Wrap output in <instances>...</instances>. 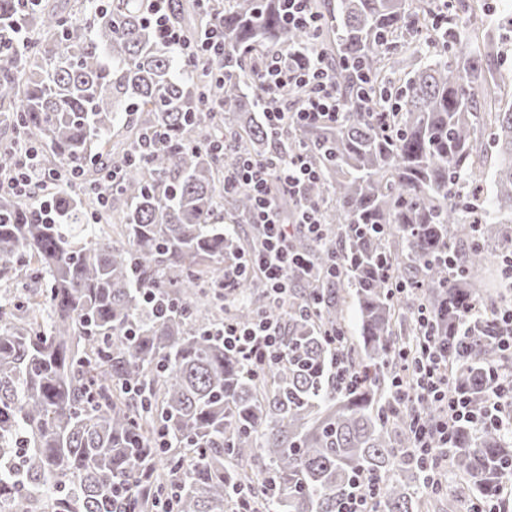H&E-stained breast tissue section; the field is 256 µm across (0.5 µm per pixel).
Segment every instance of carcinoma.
<instances>
[{
    "instance_id": "obj_1",
    "label": "carcinoma",
    "mask_w": 512,
    "mask_h": 512,
    "mask_svg": "<svg viewBox=\"0 0 512 512\" xmlns=\"http://www.w3.org/2000/svg\"><path fill=\"white\" fill-rule=\"evenodd\" d=\"M481 2L311 0L323 20L312 34L288 28L277 0H170L173 24L224 27V56L189 62L146 22L148 0H0V175L26 141L48 168L83 171L49 214L36 197L0 193V512H150L173 480L175 512L239 499L252 512H342L359 480L379 512H420L425 470L404 449L414 421L442 412L392 394L407 376L399 351L448 337L450 389L477 413L500 362L503 302L476 275L512 255V104L497 93L500 34L457 33ZM424 45L435 54L400 82ZM315 47L343 117L275 132L260 66L272 49ZM214 69L223 82L210 83ZM486 127L483 199L478 181L458 185L487 162ZM152 130L165 140L142 159ZM286 151L318 172L303 199L325 239L294 236L312 272L286 300L257 276L235 280L229 321L282 326V356L253 371L216 335L224 307L210 289L244 246L215 217L251 223L248 190L224 191V174L241 156ZM334 262L344 274H329ZM511 461L512 437L456 427V491L496 497ZM123 484L139 494L116 497Z\"/></svg>"
}]
</instances>
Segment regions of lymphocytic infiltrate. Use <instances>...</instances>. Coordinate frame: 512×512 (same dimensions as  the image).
Masks as SVG:
<instances>
[{"label": "lymphocytic infiltrate", "instance_id": "lymphocytic-infiltrate-1", "mask_svg": "<svg viewBox=\"0 0 512 512\" xmlns=\"http://www.w3.org/2000/svg\"><path fill=\"white\" fill-rule=\"evenodd\" d=\"M153 11L151 19L159 29L166 46L177 49L184 58L191 59L199 52L211 56L224 54V33L221 29L207 32L202 43L192 42L177 27L168 24L164 7L168 0H150ZM261 79L266 92L263 116L275 128L285 121L298 123L336 122L341 117L340 100L328 65L317 54L306 59L293 58L286 52H270L264 63ZM295 85L303 91V99L295 109H288L283 103L281 92L288 85ZM35 148H26L18 163L17 170L8 180L6 187L14 193L29 197L53 195L60 175L52 169L41 166ZM317 172L307 155L300 151L285 154L276 164L250 157L240 158L232 175L224 180L225 189L237 185L247 186L255 200L254 226L261 240L257 253L241 256L239 262L225 272V279L231 280L257 271L275 294L288 292L292 277L305 268L303 255L292 249V227L282 220L278 199L270 194L271 183H278L283 194L294 203L302 204L301 225L314 238L322 236V222L318 210L302 203V190L307 183L315 181ZM224 346L239 353L252 366L268 364L282 352V330L279 323L261 318L248 326L225 325ZM447 342L422 344L414 371L417 384L425 397L442 403L446 418L437 425H417L414 429L412 455L424 457L437 455L451 447L454 426L460 421L474 420L466 397L452 396L448 387V363L443 357ZM497 382L493 399H490L481 418L483 425L504 428L512 426V366L494 369Z\"/></svg>", "mask_w": 512, "mask_h": 512}]
</instances>
